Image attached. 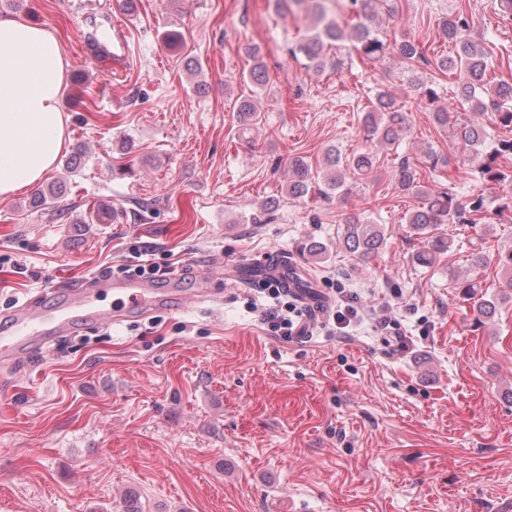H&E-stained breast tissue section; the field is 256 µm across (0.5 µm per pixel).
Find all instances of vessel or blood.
Masks as SVG:
<instances>
[{"label":"vessel or blood","mask_w":512,"mask_h":512,"mask_svg":"<svg viewBox=\"0 0 512 512\" xmlns=\"http://www.w3.org/2000/svg\"><path fill=\"white\" fill-rule=\"evenodd\" d=\"M287 258L278 256L253 265L251 270L235 271L242 280L269 278L284 287H292ZM198 288L185 290L183 273L160 277L158 280L119 279L101 276L90 288H68L54 291L47 299L28 301L12 314L6 328L0 329V367H7L31 348L41 347L60 336L71 334L82 324L116 323L130 317L143 316L162 308H177L188 297L202 298L207 294L202 284L205 274L192 269ZM111 294V306H103L101 297Z\"/></svg>","instance_id":"vessel-or-blood-1"}]
</instances>
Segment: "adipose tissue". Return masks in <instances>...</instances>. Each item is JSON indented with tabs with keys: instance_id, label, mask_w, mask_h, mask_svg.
<instances>
[{
	"instance_id": "obj_1",
	"label": "adipose tissue",
	"mask_w": 512,
	"mask_h": 512,
	"mask_svg": "<svg viewBox=\"0 0 512 512\" xmlns=\"http://www.w3.org/2000/svg\"><path fill=\"white\" fill-rule=\"evenodd\" d=\"M65 57L55 33L0 17V198L39 184L65 138Z\"/></svg>"
}]
</instances>
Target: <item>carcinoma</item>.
I'll return each mask as SVG.
<instances>
[{
	"label": "carcinoma",
	"instance_id": "cac0c4a2",
	"mask_svg": "<svg viewBox=\"0 0 512 512\" xmlns=\"http://www.w3.org/2000/svg\"><path fill=\"white\" fill-rule=\"evenodd\" d=\"M303 11L309 15L310 24L299 40L288 47L292 57L305 60L308 70L321 71L333 65L329 50L337 42L349 40L362 59L381 62L391 55L407 60L422 56L418 44L403 36L388 40L379 32V16L388 0H343L345 8L356 18V23L344 25L336 15L337 0H276L281 4ZM439 35L452 46L447 55L435 58L434 65L443 74L457 79L462 99L470 104L471 112L487 115L488 122L480 120L463 122L439 105L441 99L438 88L427 85L419 78L410 79V85L420 101L430 107L433 123L441 128H452V134L469 150L476 160L481 177L495 182L505 189L507 196L500 205L502 211H512V138L497 140L491 150H486L491 138L488 125L512 128V83L505 80L493 85L484 82L488 71L489 54L483 43L470 36V21L467 13L459 11L445 16L439 25ZM253 64L247 73L248 79L262 91L270 78L258 51H250ZM234 108L240 115L241 131L247 132L260 120L261 109L257 98L245 97L235 102ZM409 127L407 113L398 105L397 99L388 91L380 90L370 99V105L362 115V131L366 139H377L381 145L396 150L401 135ZM325 164L329 168L328 178L320 186L309 176V164L294 156L288 161V194L305 197L308 194L330 198V191L343 190L349 194L347 179H369L376 170V155L368 151L342 153L338 148L325 152ZM420 168L402 157L395 166L393 179L400 191L411 194L417 202L404 215L407 233L420 239L421 250L413 259L422 266H432L440 255L448 251L453 243L445 232L448 224H467L466 212L480 213L484 210V200L480 195L463 207L456 196L447 190L427 189L420 181ZM385 242L383 225L376 222L364 210H351L343 220L342 243L346 252L354 259L366 262L377 255ZM456 287L463 289V295L475 300L473 309L477 316L491 318L497 305L491 300L475 298V289L480 282L473 278L456 279Z\"/></svg>",
	"mask_w": 512,
	"mask_h": 512
}]
</instances>
